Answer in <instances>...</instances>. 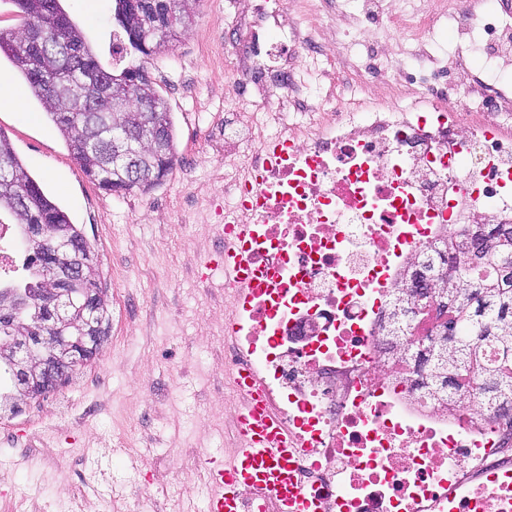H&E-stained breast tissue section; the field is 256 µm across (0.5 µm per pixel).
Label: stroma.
I'll return each instance as SVG.
<instances>
[{
    "mask_svg": "<svg viewBox=\"0 0 512 512\" xmlns=\"http://www.w3.org/2000/svg\"><path fill=\"white\" fill-rule=\"evenodd\" d=\"M248 0H200L191 27L146 58L176 130V162L149 192L91 183L12 63L0 76L22 92L0 100V132L78 224L106 291L109 332L69 384L0 418V512H204V493L175 501L186 474L205 483L223 461L225 20ZM100 64L115 69L113 0H61Z\"/></svg>",
    "mask_w": 512,
    "mask_h": 512,
    "instance_id": "stroma-1",
    "label": "stroma"
}]
</instances>
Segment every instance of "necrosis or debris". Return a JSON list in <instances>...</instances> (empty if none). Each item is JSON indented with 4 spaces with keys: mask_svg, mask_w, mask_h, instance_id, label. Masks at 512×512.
I'll return each mask as SVG.
<instances>
[{
    "mask_svg": "<svg viewBox=\"0 0 512 512\" xmlns=\"http://www.w3.org/2000/svg\"><path fill=\"white\" fill-rule=\"evenodd\" d=\"M484 0H441L395 22L423 41L444 17ZM270 16L253 0L236 22L225 74L249 99L251 127L224 140V237L264 268L249 302L224 285V369H252L296 443L293 481L309 512H512V424L479 401L448 413L400 381L381 326L394 288L431 245L476 218L512 223V85L471 74L467 89L408 71L391 97L378 73L357 103L304 94L264 44ZM288 58L344 48L351 32L281 16ZM456 66L474 35L512 58V25L457 27ZM279 141L280 163L264 146Z\"/></svg>",
    "mask_w": 512,
    "mask_h": 512,
    "instance_id": "obj_1",
    "label": "necrosis or debris"
}]
</instances>
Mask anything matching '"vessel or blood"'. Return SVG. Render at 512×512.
I'll return each mask as SVG.
<instances>
[{
  "label": "vessel or blood",
  "mask_w": 512,
  "mask_h": 512,
  "mask_svg": "<svg viewBox=\"0 0 512 512\" xmlns=\"http://www.w3.org/2000/svg\"><path fill=\"white\" fill-rule=\"evenodd\" d=\"M217 264L237 287H250L251 270L234 246L225 247ZM231 379L249 401L237 417L239 448L208 469L206 512H240L239 490L249 486L260 489L266 499L280 502L282 512H302L304 502L288 482L292 445L281 423L268 412L251 374L238 372Z\"/></svg>",
  "instance_id": "vessel-or-blood-1"
}]
</instances>
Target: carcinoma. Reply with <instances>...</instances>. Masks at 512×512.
<instances>
[{
	"label": "carcinoma",
	"mask_w": 512,
	"mask_h": 512,
	"mask_svg": "<svg viewBox=\"0 0 512 512\" xmlns=\"http://www.w3.org/2000/svg\"><path fill=\"white\" fill-rule=\"evenodd\" d=\"M18 9L23 27L0 28V56H6L25 80L32 96L47 104V83L60 89L62 106L46 108V115L64 137L85 176L108 192H148L160 185L172 170L175 159V127L168 104L146 70L134 62L115 74L103 68L87 45L81 30L70 19L60 0H11ZM194 22L177 9L158 29L141 24L136 37H127L131 49L153 56L168 49ZM43 34L52 50L42 54L34 49L33 36ZM144 104L159 122L167 146L164 159L143 149L145 141L133 139L119 143V152L137 154L147 168H159L154 180L127 184L122 180L120 161L112 156L119 125L114 113L119 107L134 112ZM0 210L14 223L28 227L51 224L55 239L47 244H24L27 256L23 274L17 281L0 283V298L19 290L28 294L29 306L11 310L0 305V325L17 336H47L60 344L79 336H97L108 325H66L60 330L48 327V313L42 307L43 272L63 260L88 258L86 240L77 225L42 190L16 156L11 143L0 134ZM448 266L447 287L439 289L448 305V321L432 327L420 337L435 351V359L422 378L426 395L439 408L448 411L461 407L471 398L480 400L489 411L502 417L512 411V224H474L458 235L433 247L417 261L415 274L421 282ZM58 287L69 291L71 310L81 308L88 289L98 287L90 281H61ZM401 292L392 297L386 326L390 335L410 338L412 326L423 314L403 313ZM0 331V408L20 412L15 402V366L9 349L4 347Z\"/></svg>",
	"instance_id": "cac0c4a2"
}]
</instances>
